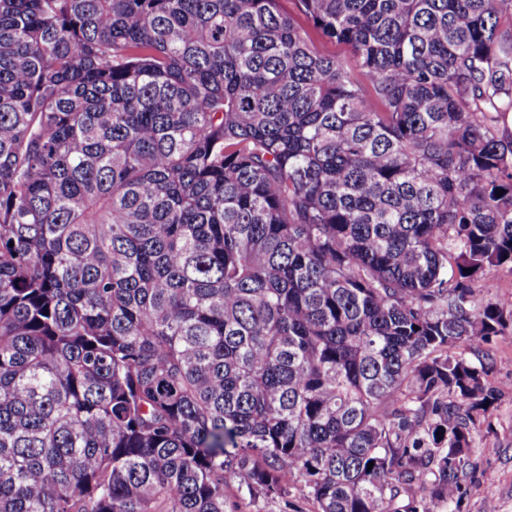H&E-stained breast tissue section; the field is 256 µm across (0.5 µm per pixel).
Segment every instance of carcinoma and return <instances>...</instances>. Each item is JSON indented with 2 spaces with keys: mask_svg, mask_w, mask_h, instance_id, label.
Returning a JSON list of instances; mask_svg holds the SVG:
<instances>
[{
  "mask_svg": "<svg viewBox=\"0 0 512 512\" xmlns=\"http://www.w3.org/2000/svg\"><path fill=\"white\" fill-rule=\"evenodd\" d=\"M297 2L0 0V512H460L512 0Z\"/></svg>",
  "mask_w": 512,
  "mask_h": 512,
  "instance_id": "1",
  "label": "carcinoma"
}]
</instances>
